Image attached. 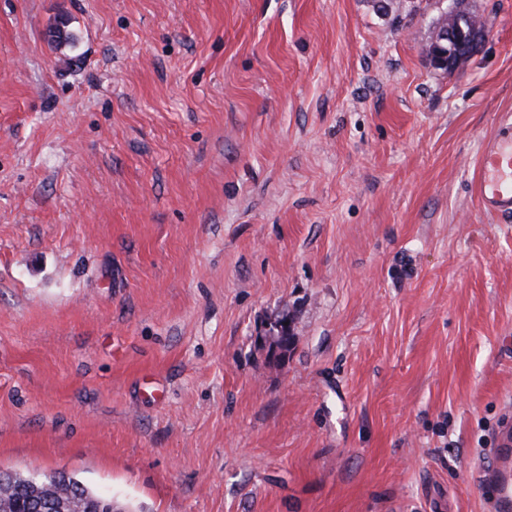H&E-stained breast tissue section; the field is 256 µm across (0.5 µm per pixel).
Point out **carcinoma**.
<instances>
[{
    "mask_svg": "<svg viewBox=\"0 0 512 512\" xmlns=\"http://www.w3.org/2000/svg\"><path fill=\"white\" fill-rule=\"evenodd\" d=\"M42 500L55 505L53 512H99L105 497L62 472L42 479L0 472V512H34Z\"/></svg>",
    "mask_w": 512,
    "mask_h": 512,
    "instance_id": "1",
    "label": "carcinoma"
}]
</instances>
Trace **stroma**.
Wrapping results in <instances>:
<instances>
[{
    "label": "stroma",
    "instance_id": "obj_1",
    "mask_svg": "<svg viewBox=\"0 0 512 512\" xmlns=\"http://www.w3.org/2000/svg\"><path fill=\"white\" fill-rule=\"evenodd\" d=\"M469 2L449 74L436 0H0V471L125 512H492L512 0ZM458 1L449 0L446 7L448 18L440 12L436 21L442 24L448 19V26L436 30L435 36L426 49V56L435 69H443L448 73L455 71L469 56L478 51L481 43L472 41V33L477 27L471 20L478 15L470 10V14L463 12L457 6ZM457 61L454 64V61ZM512 128L492 137L479 161L477 196L493 215H512Z\"/></svg>",
    "mask_w": 512,
    "mask_h": 512
}]
</instances>
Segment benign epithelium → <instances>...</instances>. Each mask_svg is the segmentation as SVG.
Masks as SVG:
<instances>
[{
  "instance_id": "obj_1",
  "label": "benign epithelium",
  "mask_w": 512,
  "mask_h": 512,
  "mask_svg": "<svg viewBox=\"0 0 512 512\" xmlns=\"http://www.w3.org/2000/svg\"><path fill=\"white\" fill-rule=\"evenodd\" d=\"M446 12L448 25L436 30L426 49V56L434 68L451 73L458 68V64L478 51L480 43L472 40L476 24L472 22L470 14L459 9L457 0H448Z\"/></svg>"
}]
</instances>
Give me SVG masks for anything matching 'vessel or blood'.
Listing matches in <instances>:
<instances>
[{"label": "vessel or blood", "mask_w": 512, "mask_h": 512, "mask_svg": "<svg viewBox=\"0 0 512 512\" xmlns=\"http://www.w3.org/2000/svg\"><path fill=\"white\" fill-rule=\"evenodd\" d=\"M476 193L485 212L512 215L511 131L500 132L487 142L479 161ZM479 479L492 492L494 512H512V430L503 429Z\"/></svg>", "instance_id": "vessel-or-blood-1"}]
</instances>
